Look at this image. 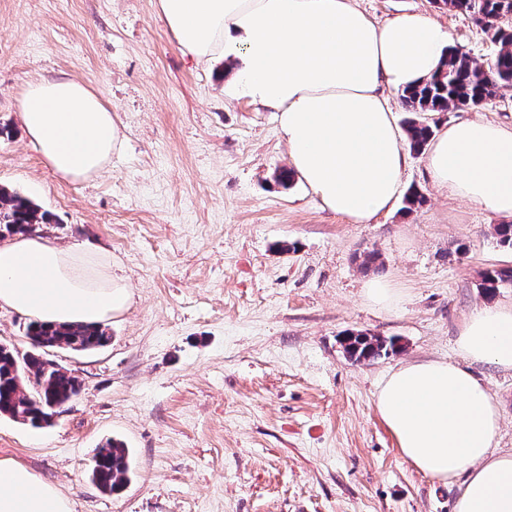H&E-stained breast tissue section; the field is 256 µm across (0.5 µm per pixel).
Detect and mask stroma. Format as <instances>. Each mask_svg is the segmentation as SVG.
Masks as SVG:
<instances>
[{
	"label": "stroma",
	"mask_w": 512,
	"mask_h": 512,
	"mask_svg": "<svg viewBox=\"0 0 512 512\" xmlns=\"http://www.w3.org/2000/svg\"><path fill=\"white\" fill-rule=\"evenodd\" d=\"M158 0H0V184L50 213L37 235L94 247L130 286L127 308L95 351L47 357L81 384L50 425L0 418V458L56 485L72 512H453L454 483L414 470L383 424L375 394L398 364L457 361L455 340L486 298L489 269L512 265L501 216L435 188L410 152L402 203L369 224L326 210L288 166L271 109L224 95L220 60L184 54ZM384 21L432 17L477 62L493 54L469 17L434 0H355ZM68 76L93 89L125 141L99 177L58 178L28 139L27 82ZM512 127V89L479 109L427 116ZM379 254L377 267L360 257ZM400 294L379 309L363 285ZM394 338L395 354L351 362L341 340ZM472 373L501 413L497 448L512 451V371ZM130 452L116 493L91 481L107 440Z\"/></svg>",
	"instance_id": "obj_1"
}]
</instances>
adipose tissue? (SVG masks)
<instances>
[{"label": "adipose tissue", "instance_id": "ef3b65f1", "mask_svg": "<svg viewBox=\"0 0 512 512\" xmlns=\"http://www.w3.org/2000/svg\"><path fill=\"white\" fill-rule=\"evenodd\" d=\"M180 49L233 69L225 95L272 109L292 172L325 209L354 224L392 206L408 164L385 89L404 91L439 70L449 37L431 18L380 22L353 0H158ZM27 136L66 181L100 174L124 134L87 85L68 77L28 82L19 101ZM435 186L512 217V129L450 124L425 148ZM127 284L93 248L59 249L20 235L0 244V306L47 323L103 324L123 310ZM463 359L512 370V303L482 304L456 341ZM402 457L440 482L460 480L454 512H512V452L492 450L498 405L469 370L405 363L376 393ZM0 512H70L67 499L20 464L0 459Z\"/></svg>", "mask_w": 512, "mask_h": 512}]
</instances>
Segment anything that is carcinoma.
I'll return each mask as SVG.
<instances>
[{
	"mask_svg": "<svg viewBox=\"0 0 512 512\" xmlns=\"http://www.w3.org/2000/svg\"><path fill=\"white\" fill-rule=\"evenodd\" d=\"M450 11L473 19L497 47L487 66L474 61L457 47L449 48L442 69L418 87L404 92L402 101L413 113L446 112L451 108H477L494 100L499 91L512 88V0H439ZM410 149L424 148L434 133L421 119L407 122ZM48 217L28 198L0 186V238L30 234ZM512 286V267L488 270L480 288L487 296ZM24 337L30 353L18 358L11 347H0V417L40 426L62 409L80 391L79 381L61 367L43 358L46 350L65 346L74 351L105 347L110 336L104 326L67 324L44 326L30 322ZM343 350L353 362L373 361L396 351L392 339L350 333ZM130 470L129 450L110 439L98 449L91 468L92 480L106 492L123 488Z\"/></svg>",
	"mask_w": 512,
	"mask_h": 512,
	"instance_id": "carcinoma-1",
	"label": "carcinoma"
}]
</instances>
